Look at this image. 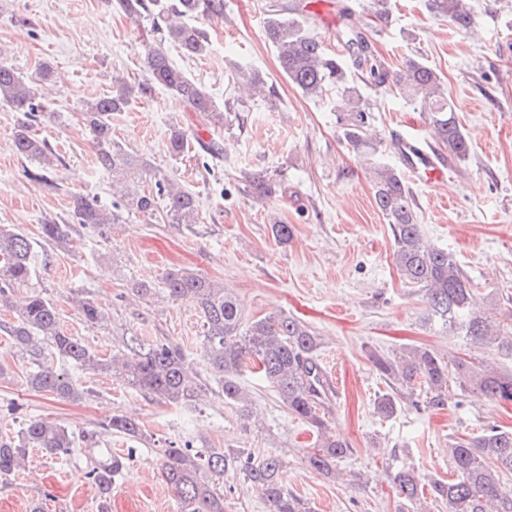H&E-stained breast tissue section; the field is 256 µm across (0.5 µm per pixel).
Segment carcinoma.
Wrapping results in <instances>:
<instances>
[{
    "label": "carcinoma",
    "mask_w": 512,
    "mask_h": 512,
    "mask_svg": "<svg viewBox=\"0 0 512 512\" xmlns=\"http://www.w3.org/2000/svg\"><path fill=\"white\" fill-rule=\"evenodd\" d=\"M115 5L135 20L151 15L162 20L166 24L165 38L188 57L206 54L209 43L205 34L186 19L201 13L224 15V0H115ZM427 6L430 12L448 18L455 29L467 32L471 28L472 14L465 0H427ZM265 34L276 50L281 72L302 94L315 97L327 84L342 89L341 104L336 106L341 137L355 152L370 160L375 204L389 224L394 261L403 281L424 292L431 316L441 326L459 331L475 344L512 351V327L501 328L498 318L504 298L493 297L484 311L476 310L473 284L455 256L424 239L404 178L395 168L376 159L377 144L369 135L371 111L353 85L345 61L325 52L304 18L277 12L269 20ZM337 37L352 50L358 66L369 69L375 81H392L405 100L420 105L430 132L457 159L468 157L469 141L455 117L454 104L448 100L437 69L422 58H409L403 69L392 75L367 52L368 46L358 32L345 25L338 29ZM146 68V81L113 86L112 94L87 104L81 120L93 133L99 167L132 182L133 189L125 194L129 209L152 215L157 208L156 199L163 196L162 211L167 223L197 224V196L159 180L154 183L155 189L145 188L143 178L150 165L112 144L110 119L112 113L122 111L134 99L150 95L156 87L178 95L203 126L220 122L224 113L163 49L155 48L148 53ZM0 104L28 114L32 121L41 111L35 86L5 61H0ZM186 145L182 128L172 127L169 152L178 156ZM12 147L17 155L39 162L41 170L33 175L34 180L48 188L56 187L53 174L60 158L46 141L37 138L26 126L15 133ZM244 191L254 198L266 199L282 191V182L259 171L245 178ZM73 215L77 223L101 231L118 221L115 212L85 196L73 200ZM70 229L69 224H43V242L60 243L68 239ZM35 245L21 231L0 225V308L15 313L14 322L5 326V331L16 351L34 365L28 377L30 386L61 398L80 400L84 394L82 385L66 370L54 366L58 359L83 370L109 374L152 400L193 405L202 384L197 367L182 348L132 336L125 343L126 354L100 358L81 339L63 329L59 310L51 299L36 291L17 294V289L28 286L35 274ZM164 286L169 298L190 300L200 310L204 358L212 374L218 377L224 399L236 405L243 417L250 416L251 400L238 377L247 363L257 364L262 379L274 389L288 413L307 423L315 434L308 464L327 476L334 475L336 463L349 455L351 448L328 427L326 416L331 413L334 390L319 362L320 341L313 330L285 314L261 318L244 327L235 297L208 278L186 269L167 272ZM77 310L80 320L87 325L104 320L102 310L91 298L77 300ZM369 359L390 388L374 406L382 419L392 418L402 399L417 408L422 403L443 408L452 382L462 390H477L493 402L512 403V371H501L486 362L459 356L450 359L419 346H405L392 354L372 350ZM102 428L124 436L143 437L140 425L121 414L112 415ZM89 441V435L59 422L29 419L18 439H0V477L17 470L30 448H42L57 459L68 460ZM449 452L457 477L429 484L434 499L447 512H512V484L503 482L505 475H512V430L490 426L478 435L454 439L449 443ZM123 466L122 458L110 456L89 470V478L99 491L100 512H109L112 483ZM283 468L284 461L275 455L256 459L235 448L199 451L189 441L163 451V477L179 501L181 512H224V495L215 480L230 469L239 470L245 480L261 489L269 512H312L308 502L283 485ZM394 484L399 498L410 508L420 504L424 484L413 468L398 469Z\"/></svg>",
    "instance_id": "1"
}]
</instances>
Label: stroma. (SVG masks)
Here are the masks:
<instances>
[{
  "instance_id": "1",
  "label": "stroma",
  "mask_w": 512,
  "mask_h": 512,
  "mask_svg": "<svg viewBox=\"0 0 512 512\" xmlns=\"http://www.w3.org/2000/svg\"><path fill=\"white\" fill-rule=\"evenodd\" d=\"M303 2L224 0L223 15L195 18L209 50L187 58L173 43H161L151 19L131 20L111 0H0V59L36 83L46 110L34 130L61 159L55 170L59 191L31 180L37 161L18 157L11 148L27 117L0 105V224L33 238L49 220L72 227L66 242L38 248L31 289L50 298L63 328L102 357L133 336L158 339L181 346L200 366L205 385L192 411L151 400L107 374L74 367L69 375L88 389L83 399L34 391L25 382L29 359L15 352L1 329L13 315L1 310L0 437L17 436L23 420L45 418L92 434L95 444L68 462L29 450L23 468L0 477V512H26L34 500L44 512H98L99 494L87 472L109 453L128 458L112 485L111 512H179L161 475L159 443L165 439L188 440L197 448H242L258 458L278 455L287 463L286 487L313 512H408L393 484L402 464L414 465L426 480L445 481L455 476L451 439L492 425L512 428V403H494L455 386L441 410L405 404L389 420L374 412L388 387L369 361V350L426 346L509 371L512 353L473 344L434 323L422 292L403 283L368 165L339 136L335 85L320 96H304L282 75L265 37L272 9H298ZM336 3L387 71L419 56L441 72L470 153L461 161L436 144L450 165L448 178L432 187L410 182L418 222L432 244L456 256L478 301L495 289L512 295V0H469L473 25L466 34L428 12L423 0H391L385 23L375 18L370 0ZM160 43L216 104L240 96L238 63L259 71L274 87L247 99L237 115L212 130L160 87L112 114L114 142L147 160L156 179L198 197L201 221L189 226L115 204L112 176L97 166L94 137L80 120L87 101L111 93L113 77L145 81V58ZM44 64L53 70L47 80L39 76ZM352 77L373 108L380 159L398 166L391 134L403 130L429 137L423 112L393 83H375L358 68ZM176 125L190 140L189 153L180 157L168 149ZM212 138L223 149L216 160L203 147ZM259 170L282 174L285 192L263 201L246 195V175ZM77 194L115 205L118 223L103 235L74 223L71 201ZM276 222L291 225L288 243L273 238ZM179 268L223 284L236 297L244 323L283 313L319 336V360L335 386L328 423L351 448L337 464L338 477L307 465L314 436L280 406L265 381L249 372L240 377L252 400L250 420H241L225 400L214 375L202 366L199 310L165 294L166 273ZM136 282L149 284L153 296H135ZM82 297L105 311L102 323L90 327L80 320L75 302ZM115 413L139 422L143 439L104 431L103 422ZM219 487L224 512H269L239 472L225 473Z\"/></svg>"
}]
</instances>
